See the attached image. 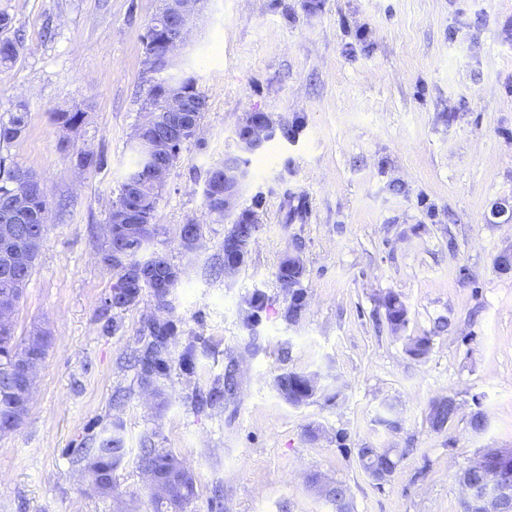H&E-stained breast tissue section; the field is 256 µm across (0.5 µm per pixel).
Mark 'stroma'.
Masks as SVG:
<instances>
[{"instance_id":"stroma-1","label":"stroma","mask_w":512,"mask_h":512,"mask_svg":"<svg viewBox=\"0 0 512 512\" xmlns=\"http://www.w3.org/2000/svg\"><path fill=\"white\" fill-rule=\"evenodd\" d=\"M161 5L0 0L7 37L24 39L0 64V121L28 112L0 156L32 171L49 201L14 322L17 335L37 323L51 336L27 417L0 437V512H153L135 463L145 445L193 471L184 512H332L312 472L345 483L352 512H462L461 471L480 449H512V271L496 264L512 249V0H201L179 59L207 108L154 214V248L181 280L169 309L146 292L120 312L105 305V226L134 156L152 78L145 35ZM59 112L85 119L67 130ZM250 112L304 126L250 154L240 205L255 207L258 229L226 277L229 226L214 222L203 187L239 154ZM88 150L102 165H80ZM190 221L202 227L193 253L179 245ZM294 249L307 304L291 322L277 271ZM256 290L271 307L249 327ZM390 294L409 310L398 331L385 318ZM156 314L177 334L155 392L130 357ZM424 335L429 355L412 356L410 338ZM190 344L187 372L176 357ZM230 368L234 394L198 408ZM286 371L319 375L308 404L279 394ZM444 396L459 412L438 431L430 405ZM117 423L128 454L105 498L83 455ZM364 446L402 449L386 484L361 467Z\"/></svg>"}]
</instances>
